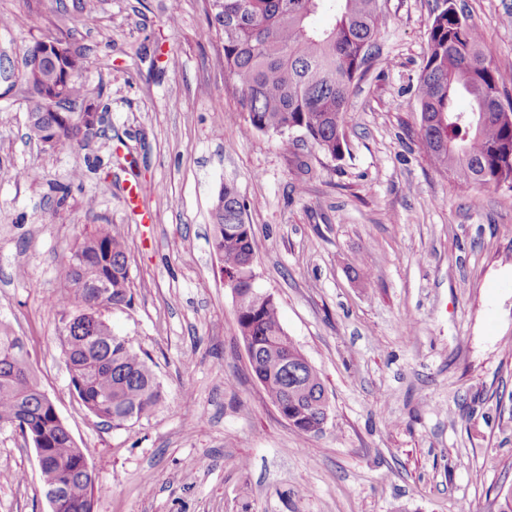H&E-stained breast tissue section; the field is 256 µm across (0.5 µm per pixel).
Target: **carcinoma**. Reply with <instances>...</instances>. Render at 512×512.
Segmentation results:
<instances>
[{"label": "carcinoma", "instance_id": "obj_1", "mask_svg": "<svg viewBox=\"0 0 512 512\" xmlns=\"http://www.w3.org/2000/svg\"><path fill=\"white\" fill-rule=\"evenodd\" d=\"M208 2L209 23L223 36L227 92L238 99L244 135L276 137L289 151L295 147L290 133H301L318 154L342 159L348 98L379 53L376 37L387 21L385 0ZM319 14L329 15L331 23L314 26ZM58 66L73 76L68 104L87 103L83 52L74 49ZM506 85L456 0H435L418 89L420 143L434 166L461 187L512 190V98ZM460 96L470 100V111L456 109ZM52 149L79 152L86 140L79 128L64 127ZM244 212L236 187L224 184L214 207L212 249L222 272L236 281L239 337L256 349L257 366L251 370L270 401L303 415L302 432L317 434L329 411L326 390L299 349L284 352L277 301H256L253 237L239 232ZM74 250L86 253L88 263L63 275V289L53 301L62 324H71L63 339L71 388L101 423L119 427L155 411L162 401L160 385L144 353L123 337L91 335L77 313L81 306L97 305L94 285L102 279L110 286L107 306L132 304L128 245L112 225L96 224ZM23 423L48 452L43 487L59 489L60 512H90L95 480L83 470L84 454L43 402L21 337L0 325V427Z\"/></svg>", "mask_w": 512, "mask_h": 512}]
</instances>
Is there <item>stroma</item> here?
<instances>
[{
	"instance_id": "35a3bbf8",
	"label": "stroma",
	"mask_w": 512,
	"mask_h": 512,
	"mask_svg": "<svg viewBox=\"0 0 512 512\" xmlns=\"http://www.w3.org/2000/svg\"><path fill=\"white\" fill-rule=\"evenodd\" d=\"M457 2L512 74V0ZM432 3L386 0L380 55L348 101L349 151L333 161L242 135L206 0H94L90 21L84 0H0V324L82 448L94 512H496L512 486V191L456 185L419 142ZM46 37L83 51L106 107L86 152L29 135L25 50ZM75 169L83 187L60 200ZM227 183L257 284L326 387L319 434L293 428L251 374L210 245ZM95 224L129 246L133 302L104 317L163 391L118 428L73 394L49 302ZM359 260L369 277L354 276ZM0 512H50L35 449L11 427Z\"/></svg>"
}]
</instances>
